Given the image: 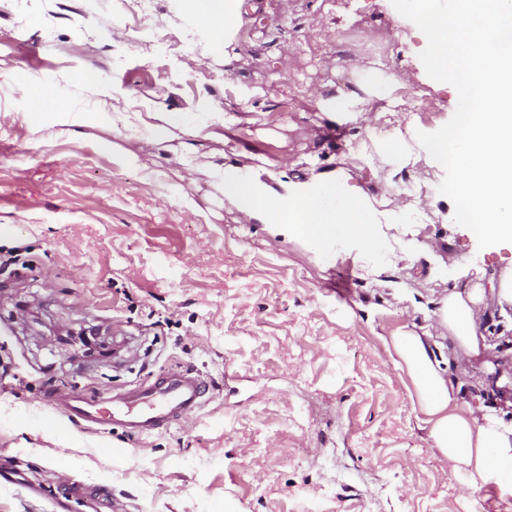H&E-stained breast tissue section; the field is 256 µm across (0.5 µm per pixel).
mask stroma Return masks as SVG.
<instances>
[{"label": "stroma", "mask_w": 512, "mask_h": 512, "mask_svg": "<svg viewBox=\"0 0 512 512\" xmlns=\"http://www.w3.org/2000/svg\"><path fill=\"white\" fill-rule=\"evenodd\" d=\"M255 2L219 46L179 0H0V467L22 474L0 512H57L73 481L107 512H512L449 476L382 343L437 332L460 267L488 286L512 248L455 223L444 172L351 157L371 129L436 131L453 88L404 85L423 41L390 0ZM183 38L194 54L158 55ZM36 78L54 97L39 110ZM228 166L279 191L341 170L388 209L413 181L436 200L413 222L421 260L363 269L343 243L272 235L225 197ZM32 306L118 354L72 360L26 329ZM486 323L485 349L449 364L475 407L512 400L496 307ZM185 371L202 409L142 435L47 399Z\"/></svg>", "instance_id": "stroma-1"}]
</instances>
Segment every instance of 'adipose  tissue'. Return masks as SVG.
Masks as SVG:
<instances>
[{"label": "adipose tissue", "mask_w": 512, "mask_h": 512, "mask_svg": "<svg viewBox=\"0 0 512 512\" xmlns=\"http://www.w3.org/2000/svg\"><path fill=\"white\" fill-rule=\"evenodd\" d=\"M182 10L206 26L216 41L224 39L229 7L244 0H180ZM224 195L245 216L264 224L271 234L304 243H324L333 238L347 242L358 265L387 250L395 260L412 266L420 255L411 241L396 236L399 213L374 206L363 192L346 187L343 172L320 179L304 189L285 193L224 172ZM484 292L457 286L437 302L436 315L442 337L402 326L384 344L397 369L408 376L410 398L427 432L431 448L448 464L452 475H464L471 493L496 486L500 496L512 495V424H505L497 408H473L461 401L448 376V362L439 350L455 356L480 351L479 306Z\"/></svg>", "instance_id": "adipose-tissue-1"}]
</instances>
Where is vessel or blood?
Instances as JSON below:
<instances>
[{"label":"vessel or blood","instance_id":"1","mask_svg":"<svg viewBox=\"0 0 512 512\" xmlns=\"http://www.w3.org/2000/svg\"><path fill=\"white\" fill-rule=\"evenodd\" d=\"M204 393L205 384L199 377L178 374L114 403L110 416L113 423L129 433L143 434L160 423L200 408ZM56 402L69 418L86 423H97L103 415L99 401L90 397L60 395Z\"/></svg>","mask_w":512,"mask_h":512}]
</instances>
